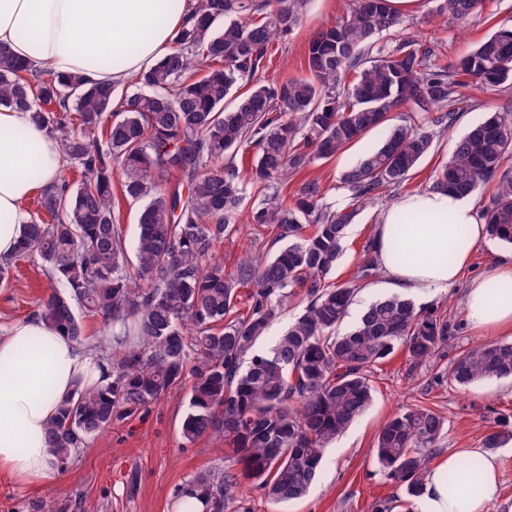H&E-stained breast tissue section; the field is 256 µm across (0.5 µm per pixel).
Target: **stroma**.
I'll use <instances>...</instances> for the list:
<instances>
[{
  "label": "stroma",
  "mask_w": 512,
  "mask_h": 512,
  "mask_svg": "<svg viewBox=\"0 0 512 512\" xmlns=\"http://www.w3.org/2000/svg\"><path fill=\"white\" fill-rule=\"evenodd\" d=\"M349 2L310 0L288 41L273 48L266 78L276 81L303 74L308 40L319 29L335 25ZM438 5L439 0H420L417 10L399 13L398 26L383 33L381 46L390 47L402 36L432 33L439 41L435 62L443 66L490 32L512 27V0H484L482 11L463 22L439 16ZM465 94L468 102L456 122L437 136L432 153L409 174L400 194L428 189L434 170L448 161L455 141L504 99L503 93L470 87ZM381 137V131H372L335 158L314 162L289 180L285 194H293L301 182L314 177L325 186L327 202L343 207L348 192L339 183L341 171ZM391 203L388 197L377 200L356 218L330 281L351 279L372 245L380 212ZM275 249L272 235L247 227L232 242L221 244L217 254L231 267L244 252L270 254ZM45 289L40 260L18 261L8 279L0 283V335L6 334L12 323L32 316ZM460 295L456 287L438 297L422 299V306L446 317L447 345L419 365L411 364L399 348L374 367L371 407L328 448L320 475L308 493L289 504L274 505L247 483L242 500L250 512H372L376 501L399 503L404 493L376 466L373 445L380 425L413 404L432 407L447 420L437 442L436 457L455 448L482 447L499 420L512 416V380H485L466 388L449 385L446 373L454 357L480 339L464 322ZM188 392V387H181L147 411L113 422L105 433L79 449L49 490L22 486L0 474V512H27L31 501L46 494L54 497L59 512H175L177 492L182 486L197 472L224 464L221 443L207 438L192 444L183 440L181 422Z\"/></svg>",
  "instance_id": "stroma-1"
}]
</instances>
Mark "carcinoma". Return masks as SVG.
<instances>
[{"mask_svg":"<svg viewBox=\"0 0 512 512\" xmlns=\"http://www.w3.org/2000/svg\"><path fill=\"white\" fill-rule=\"evenodd\" d=\"M308 3L190 0L171 52L133 79L149 93L0 61V105L31 113L69 163L59 182L37 193L38 214L17 253L0 261V280L17 261L37 256L49 292L35 315L82 349L89 343L76 307L110 331L103 382L63 401L48 430L58 467L112 421L147 409L190 378L182 438L223 442L224 467L201 471L183 487L181 512H250L238 502L242 477L271 502L288 503L308 492L330 443L370 406L373 367L398 346L419 364L447 343L448 321L400 296L371 303L350 331L338 333L355 288L327 275L360 210L397 190L434 149L437 130L452 126L468 102L463 89H512V29L439 66L425 36L378 46L399 22L389 0H352L336 25L309 41L306 75L267 81L274 41L288 39ZM482 5L441 0L440 11L466 20ZM397 111L405 117L393 123ZM378 128L385 129L380 142L341 174L349 192L342 209L325 202L315 178L293 200L283 194L289 178ZM243 147L256 151L252 180L261 194L249 223L281 246L271 255L249 253L229 271L214 250L237 232L244 185L234 158ZM511 156L507 103L455 142L430 189L473 196L494 184L481 219L488 236L512 245V172L504 168ZM116 180L122 199L143 204L131 258ZM380 274L369 254L353 280ZM298 289L305 309L269 351L257 350ZM508 378L509 341L473 345L448 369L451 386ZM445 423L415 406L378 431L375 462L410 504L422 494ZM468 466L448 481L476 495L482 466Z\"/></svg>","mask_w":512,"mask_h":512,"instance_id":"carcinoma-1","label":"carcinoma"}]
</instances>
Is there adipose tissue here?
<instances>
[{
  "label": "adipose tissue",
  "mask_w": 512,
  "mask_h": 512,
  "mask_svg": "<svg viewBox=\"0 0 512 512\" xmlns=\"http://www.w3.org/2000/svg\"><path fill=\"white\" fill-rule=\"evenodd\" d=\"M188 0H0V47L34 68L80 73L124 85L154 65L172 46ZM65 159L57 143L27 112L0 106V260L13 256L29 219L28 199L58 182ZM38 170L30 179L29 170ZM413 218L407 235L412 257L395 261V228ZM486 229L473 198L422 190L396 199L374 229V250L390 288L423 298L464 283L460 305L465 322L484 336L512 335V253L492 270L465 277ZM97 358L44 320L14 322L0 336V472L23 484L53 486L59 468L46 432L60 401L97 386ZM481 458L480 496L449 484L448 474ZM495 456L458 448L430 467L415 512H490L502 495Z\"/></svg>",
  "instance_id": "ef3b65f1"
}]
</instances>
